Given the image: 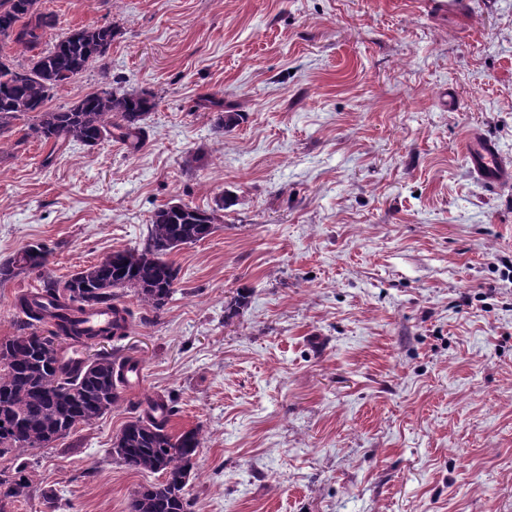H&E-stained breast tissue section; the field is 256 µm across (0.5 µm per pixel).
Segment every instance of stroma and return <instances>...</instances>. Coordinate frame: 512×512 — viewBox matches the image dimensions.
<instances>
[{
  "label": "stroma",
  "mask_w": 512,
  "mask_h": 512,
  "mask_svg": "<svg viewBox=\"0 0 512 512\" xmlns=\"http://www.w3.org/2000/svg\"><path fill=\"white\" fill-rule=\"evenodd\" d=\"M41 49L114 24L104 66L51 107L149 89L144 146L0 154V261L52 250L62 277L138 246L170 202L224 221L171 259L152 313L133 292L121 344L142 384L53 447L11 512H127L161 474L116 464L134 400L172 395L201 428L193 512H512V0H41ZM246 118L216 134L201 95ZM50 166H43L47 153ZM251 293L240 314L224 306ZM55 494L44 502L42 491ZM467 156L474 174L489 186L512 183V167L506 166L495 142L474 137L468 142Z\"/></svg>",
  "instance_id": "obj_1"
}]
</instances>
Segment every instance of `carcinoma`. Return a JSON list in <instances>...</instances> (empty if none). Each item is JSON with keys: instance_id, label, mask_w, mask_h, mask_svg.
<instances>
[{"instance_id": "cac0c4a2", "label": "carcinoma", "mask_w": 512, "mask_h": 512, "mask_svg": "<svg viewBox=\"0 0 512 512\" xmlns=\"http://www.w3.org/2000/svg\"><path fill=\"white\" fill-rule=\"evenodd\" d=\"M39 3L0 0V153L29 138L55 148L73 143L93 148L116 138L139 149L146 140V121L158 105L150 90L94 91L70 106L48 107L56 91L106 60L117 35L112 25L73 29L50 49L22 61L4 53L12 46L23 55L56 27V17L41 11ZM197 110L210 111L220 133L244 120L243 113L224 110V101L210 96L201 98ZM29 115L27 132L15 142L8 140L16 121ZM228 205L223 197L211 209L168 203L154 212L141 245L114 251L65 279L46 273L52 251L45 244H29L0 262L1 282L32 273L40 281L35 290L17 296L20 329L0 341V460L11 462L0 469V512L31 495L27 455L111 412L126 389L124 369L139 364L133 356L112 352L71 364L61 343L87 346L123 338L132 313L119 304L120 289L133 291L144 306L161 311L179 280V269L168 255L208 238ZM95 307L109 308L112 320L88 336L79 329L80 317ZM138 407V415L112 440V459L130 471L159 473L164 480L137 490L127 512H192L186 487L203 443L200 430L169 432L177 412L171 398L148 396Z\"/></svg>"}]
</instances>
